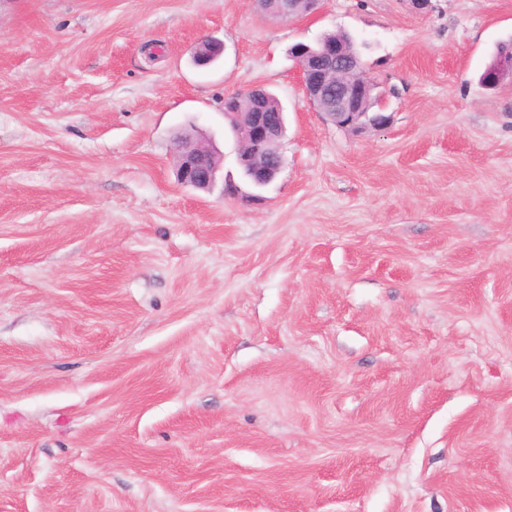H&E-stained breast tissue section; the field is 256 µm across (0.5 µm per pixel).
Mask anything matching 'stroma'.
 <instances>
[{"label":"stroma","mask_w":512,"mask_h":512,"mask_svg":"<svg viewBox=\"0 0 512 512\" xmlns=\"http://www.w3.org/2000/svg\"><path fill=\"white\" fill-rule=\"evenodd\" d=\"M432 5L0 0V512H512V84L478 83L512 0ZM334 30L387 129L306 97L289 50ZM255 86L288 120L246 202ZM261 9L268 15L288 19L290 17L298 16L297 4L305 2L307 4L306 12L314 9L317 0H257ZM216 172L217 169H209L204 165L196 149L183 145L179 153V175L182 183L205 189L215 181Z\"/></svg>","instance_id":"35a3bbf8"}]
</instances>
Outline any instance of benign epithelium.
I'll list each match as a JSON object with an SVG mask.
<instances>
[{
  "mask_svg": "<svg viewBox=\"0 0 512 512\" xmlns=\"http://www.w3.org/2000/svg\"><path fill=\"white\" fill-rule=\"evenodd\" d=\"M261 9L268 15L288 19L297 15V4L306 3V11L314 9L317 0H257ZM224 52V44L213 39L201 40L194 54V61L205 66ZM292 56L299 64L301 81L308 99L321 112H326L337 126L356 134L368 128L383 129L390 122V116L375 112L372 116L361 111L374 88L369 78L350 80L347 74L350 65L345 47L335 42H323L318 46L299 44L291 48ZM512 80V57L499 56L495 63L482 73L481 84L495 87L504 80ZM250 102L247 122L239 126L236 118L239 113L232 111L237 99L224 100V115L235 127L240 144L239 161L250 184L260 188L268 184L280 171L282 156L269 150L280 141L286 131L285 113L275 118L264 111L267 92L253 88L245 92ZM217 169L207 168L200 159L199 152L189 146L182 147L179 153V175L182 183L207 188L216 178Z\"/></svg>",
  "mask_w": 512,
  "mask_h": 512,
  "instance_id": "benign-epithelium-1",
  "label": "benign epithelium"
}]
</instances>
